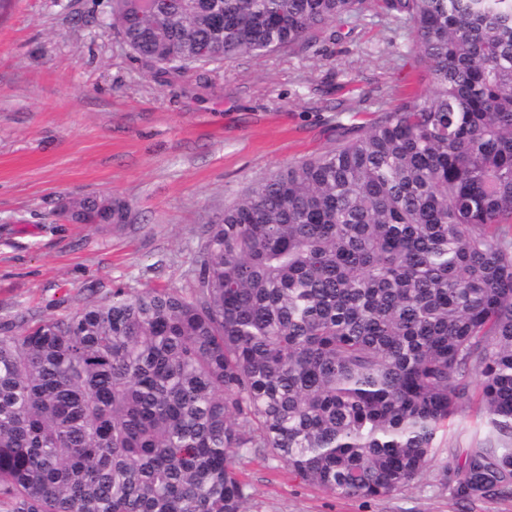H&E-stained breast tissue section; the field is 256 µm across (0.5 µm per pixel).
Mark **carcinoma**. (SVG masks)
I'll return each mask as SVG.
<instances>
[{"instance_id":"cac0c4a2","label":"carcinoma","mask_w":512,"mask_h":512,"mask_svg":"<svg viewBox=\"0 0 512 512\" xmlns=\"http://www.w3.org/2000/svg\"><path fill=\"white\" fill-rule=\"evenodd\" d=\"M111 0L107 27L179 76L400 23L422 88L254 181L207 228L193 288L120 289L0 330L6 512H246L237 464L333 497L410 486L480 407L458 493L512 480V0ZM124 224L120 198L68 201Z\"/></svg>"}]
</instances>
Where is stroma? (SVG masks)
<instances>
[{"instance_id": "stroma-1", "label": "stroma", "mask_w": 512, "mask_h": 512, "mask_svg": "<svg viewBox=\"0 0 512 512\" xmlns=\"http://www.w3.org/2000/svg\"><path fill=\"white\" fill-rule=\"evenodd\" d=\"M110 0H14L0 17V329L152 287L188 291L204 231L256 179L366 130L422 70L385 16L347 21L313 50L181 75L130 57L101 22ZM126 200L125 224H73L61 204ZM472 444L448 440L411 486L334 498L280 462L239 464L246 512H512V491L460 498Z\"/></svg>"}]
</instances>
